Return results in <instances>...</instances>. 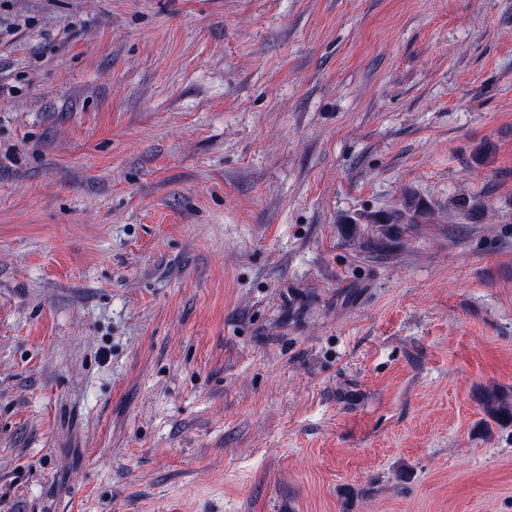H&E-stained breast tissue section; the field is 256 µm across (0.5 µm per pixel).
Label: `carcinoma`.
<instances>
[{"label":"carcinoma","instance_id":"1","mask_svg":"<svg viewBox=\"0 0 512 512\" xmlns=\"http://www.w3.org/2000/svg\"><path fill=\"white\" fill-rule=\"evenodd\" d=\"M430 215L431 208L425 202L409 198L399 209L376 215H346L341 223L348 237L368 248H377L391 240L396 225L418 224L429 219ZM482 403L495 423L501 426L512 424V400L508 396L493 388L484 393Z\"/></svg>","mask_w":512,"mask_h":512}]
</instances>
